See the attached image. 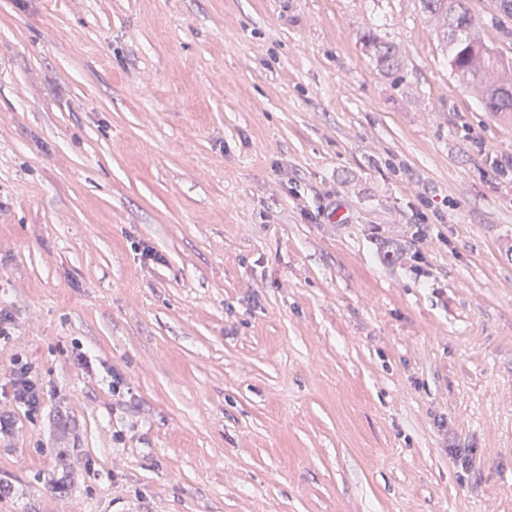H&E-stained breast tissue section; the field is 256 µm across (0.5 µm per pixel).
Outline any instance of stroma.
I'll return each mask as SVG.
<instances>
[{
    "instance_id": "stroma-1",
    "label": "stroma",
    "mask_w": 512,
    "mask_h": 512,
    "mask_svg": "<svg viewBox=\"0 0 512 512\" xmlns=\"http://www.w3.org/2000/svg\"><path fill=\"white\" fill-rule=\"evenodd\" d=\"M436 28L0 0V512H512V127ZM363 39L379 70L393 72L401 69L402 60L392 42L383 40L373 32L365 33ZM13 400L34 411L40 405V394L32 377V367L22 357H17L12 370Z\"/></svg>"
}]
</instances>
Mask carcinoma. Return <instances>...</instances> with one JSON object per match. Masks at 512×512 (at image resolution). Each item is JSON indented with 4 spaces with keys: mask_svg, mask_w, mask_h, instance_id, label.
<instances>
[{
    "mask_svg": "<svg viewBox=\"0 0 512 512\" xmlns=\"http://www.w3.org/2000/svg\"><path fill=\"white\" fill-rule=\"evenodd\" d=\"M423 13L440 23L439 39L448 51V70L458 81L484 87L483 109L512 125V57L490 43L468 0H418ZM490 22L499 26L512 20V0H488ZM364 42L376 67L383 72L401 69L393 43L373 32Z\"/></svg>",
    "mask_w": 512,
    "mask_h": 512,
    "instance_id": "1",
    "label": "carcinoma"
}]
</instances>
